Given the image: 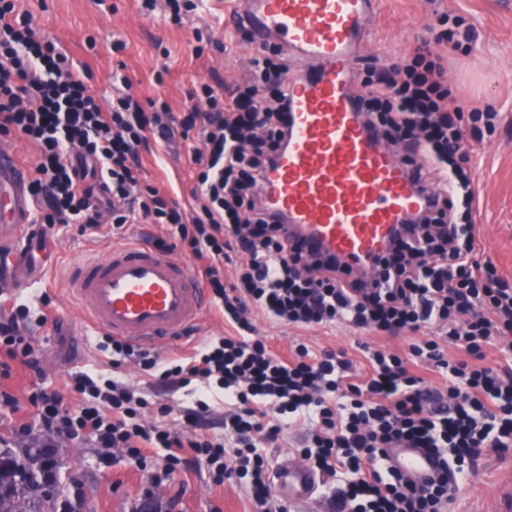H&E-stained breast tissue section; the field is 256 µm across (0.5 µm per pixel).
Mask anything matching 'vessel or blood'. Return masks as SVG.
<instances>
[{"mask_svg": "<svg viewBox=\"0 0 512 512\" xmlns=\"http://www.w3.org/2000/svg\"><path fill=\"white\" fill-rule=\"evenodd\" d=\"M224 28L252 44L294 52L308 68L290 81L288 147L268 170L263 203L280 216L292 245L310 258L365 269L432 199L412 165L396 157L358 110L350 79L357 48L377 18L375 0H224ZM9 185L0 234L29 224L27 174L0 152V185ZM54 253L45 237L25 234L0 258V286L31 281ZM71 295L97 332L135 345L179 339L208 307L200 278L184 263L135 242L86 260L69 279ZM390 463L416 479L436 468L417 448H394ZM310 467L276 468L273 489L292 501L321 484ZM477 512H512V481L499 482Z\"/></svg>", "mask_w": 512, "mask_h": 512, "instance_id": "1", "label": "vessel or blood"}]
</instances>
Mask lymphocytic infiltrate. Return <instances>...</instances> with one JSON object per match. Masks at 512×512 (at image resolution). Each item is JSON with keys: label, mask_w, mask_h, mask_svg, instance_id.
<instances>
[{"label": "lymphocytic infiltrate", "mask_w": 512, "mask_h": 512, "mask_svg": "<svg viewBox=\"0 0 512 512\" xmlns=\"http://www.w3.org/2000/svg\"><path fill=\"white\" fill-rule=\"evenodd\" d=\"M443 75L417 49L376 72L361 99L381 138L420 149L421 176L441 202L391 240L371 270V287L362 288L347 265L294 253L280 218L263 206L266 171L288 141L289 77L281 58L259 54L251 79L228 96L201 85L196 104L179 117L166 103L142 104L128 78L116 75L105 109L66 55L41 39L32 14L18 0H0V135L39 149L28 191L41 206L40 234L73 222L94 230L107 219L118 231L155 225L166 232L156 247L178 245L199 260L235 330L165 364L118 340L103 344L113 365L134 361L169 392L195 380L222 389L231 405L223 436L197 435L209 411L204 400L180 410L189 429L183 437L159 424L173 405L81 373L70 378L84 401L78 411L55 393L31 394L43 441L89 439L121 449L138 467L147 449L164 448L166 474L204 469L218 486L246 477L257 512H288L270 494L260 449L278 441L285 423L304 417L312 427L301 455L323 478L340 482L336 512H448L482 450L512 448V361L486 360L490 347L512 335V283L478 256L471 145L461 122L482 114L451 96ZM194 130L203 143L193 154L199 206L188 212L157 187L141 186L139 148ZM230 249L244 262L228 286L221 269ZM253 310L301 327L344 323L396 337L434 325L438 333L401 354L367 351L360 375L346 353H316L303 343L281 358L257 335ZM29 317L23 305L0 316V354L36 374ZM447 343L460 357L445 354ZM421 366L440 383L419 375ZM147 414L153 423H144ZM401 445L436 455L433 476L418 483L393 470L386 451ZM183 447L192 457L179 456Z\"/></svg>", "instance_id": "obj_1"}]
</instances>
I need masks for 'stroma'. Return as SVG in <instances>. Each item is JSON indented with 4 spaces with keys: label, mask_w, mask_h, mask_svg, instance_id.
<instances>
[{
    "label": "stroma",
    "mask_w": 512,
    "mask_h": 512,
    "mask_svg": "<svg viewBox=\"0 0 512 512\" xmlns=\"http://www.w3.org/2000/svg\"><path fill=\"white\" fill-rule=\"evenodd\" d=\"M32 13L43 34L55 41L77 70L87 71L88 83L102 107L112 103V75L127 76L140 101L167 102L173 113L191 106L194 90L207 83L217 92L234 88L250 75L248 59L254 51L243 35L224 32V11L214 0H202L198 11L183 25L164 16L162 9L146 10L142 0H20ZM379 22L361 47L362 61L353 91L366 92L370 67L390 66L406 51L424 47L439 58L452 93L475 100L498 112L494 132L485 134L472 153L476 167L475 194L478 208L473 214L480 254L491 259L500 275L512 281V0H380ZM461 16L474 28L476 39L469 48L449 50L435 35L444 15ZM208 28L211 42L195 54L194 31ZM122 50H114V43ZM201 145L199 135L169 142H148L140 148L142 184L163 180L174 187L183 208L193 207L197 167L193 151ZM159 230L151 224H129L121 233L110 225L81 231L75 224H58L50 233L55 260L46 276L54 283L45 288L35 282L27 288L8 291L0 297V315L13 306H29L32 315L50 308L54 324H31L35 349L42 370L34 376L12 365L0 389L12 394L16 410L0 408V437L20 448L39 437L38 419L29 403L37 389L57 392L66 406L77 403L69 391L71 375L100 373L132 387L148 389L150 377L131 361L113 366L110 355L101 352L102 337L89 324L80 304L72 299L65 280L79 261L104 254L110 248L142 240L151 241ZM259 335L267 337L281 355L295 344L313 351H343L362 362V346L400 351L412 342V334L381 338L376 333L336 323L301 328L272 322L255 314ZM217 307H210L197 320L192 339L182 345L157 348L161 361H169L208 342L232 335ZM28 433H20L21 423ZM61 464L62 496L80 502L82 512H136L144 497L163 503L162 512H256L249 488L235 481L217 486L207 472L174 474L163 484L155 476L164 465L166 449L154 448L144 469L122 457L97 448L92 440L56 438ZM512 463V449H485L477 461L476 474L461 486L452 512H469L494 485L503 468Z\"/></svg>",
    "instance_id": "stroma-1"
}]
</instances>
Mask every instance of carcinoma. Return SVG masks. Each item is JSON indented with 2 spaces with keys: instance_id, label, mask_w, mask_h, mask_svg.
Segmentation results:
<instances>
[{
  "instance_id": "obj_1",
  "label": "carcinoma",
  "mask_w": 512,
  "mask_h": 512,
  "mask_svg": "<svg viewBox=\"0 0 512 512\" xmlns=\"http://www.w3.org/2000/svg\"><path fill=\"white\" fill-rule=\"evenodd\" d=\"M59 461L35 441L11 448L0 439V512H58Z\"/></svg>"
}]
</instances>
